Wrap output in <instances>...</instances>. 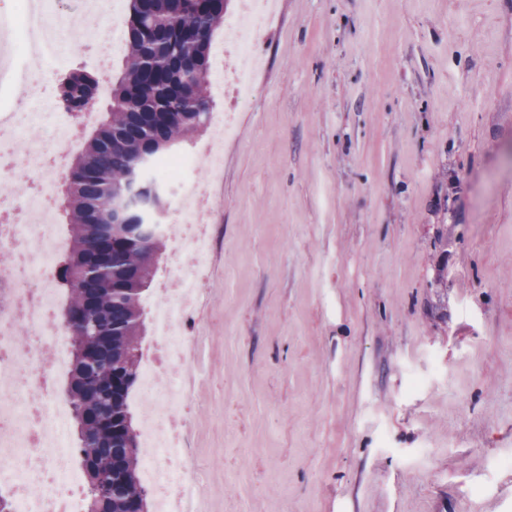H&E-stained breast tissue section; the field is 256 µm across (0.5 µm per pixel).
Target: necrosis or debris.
Segmentation results:
<instances>
[{
	"instance_id": "4bbe7bcc",
	"label": "necrosis or debris",
	"mask_w": 512,
	"mask_h": 512,
	"mask_svg": "<svg viewBox=\"0 0 512 512\" xmlns=\"http://www.w3.org/2000/svg\"><path fill=\"white\" fill-rule=\"evenodd\" d=\"M15 12H0V82L9 81L20 102L30 104L26 126L45 115L35 108L36 91L19 61L62 66L69 32H81L99 58L112 44L86 17L119 14L121 0H82L81 12L64 15L57 0H16ZM271 0H241L239 15L224 20L226 39L217 69L241 98L253 89L254 45L270 20ZM57 151L22 141L11 113H0V250L13 261L0 268V493L10 512H81V475L71 465L69 404L56 392L55 376L65 366L68 336L56 310L53 284L56 258L66 248L56 226V188L67 174L69 151L83 130L97 122L95 105L79 112L55 109ZM205 167V177L191 171ZM151 172L175 184L176 210L184 224L203 225L212 209L209 185L223 174L219 156L209 150L156 162ZM25 187L23 198L14 188ZM161 232L173 237L176 253L188 252L192 264L176 262L166 276L167 297L154 310L157 358L142 371L145 426L140 434L151 454L144 464L147 485L159 493V512H201L199 480L182 453L190 422L186 408L194 398L192 353L197 338L188 328L197 295L204 287L206 233L185 236L175 226Z\"/></svg>"
}]
</instances>
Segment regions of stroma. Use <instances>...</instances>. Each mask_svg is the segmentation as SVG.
<instances>
[{
    "label": "stroma",
    "instance_id": "stroma-1",
    "mask_svg": "<svg viewBox=\"0 0 512 512\" xmlns=\"http://www.w3.org/2000/svg\"><path fill=\"white\" fill-rule=\"evenodd\" d=\"M256 50L211 95L207 512H512V0H279Z\"/></svg>",
    "mask_w": 512,
    "mask_h": 512
}]
</instances>
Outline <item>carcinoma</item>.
I'll use <instances>...</instances> for the list:
<instances>
[{
    "label": "carcinoma",
    "mask_w": 512,
    "mask_h": 512,
    "mask_svg": "<svg viewBox=\"0 0 512 512\" xmlns=\"http://www.w3.org/2000/svg\"><path fill=\"white\" fill-rule=\"evenodd\" d=\"M232 0H130L124 71L112 79L108 117L73 160L65 210L71 241L58 281L73 295L61 310L70 338L66 397L86 469L85 512H147L137 471L142 453L128 398L140 380L144 291L163 237L142 210H163L151 181L120 218L112 205L142 155L166 157L203 131L211 112L210 47ZM57 104L90 101L88 77L71 73Z\"/></svg>",
    "instance_id": "cac0c4a2"
}]
</instances>
